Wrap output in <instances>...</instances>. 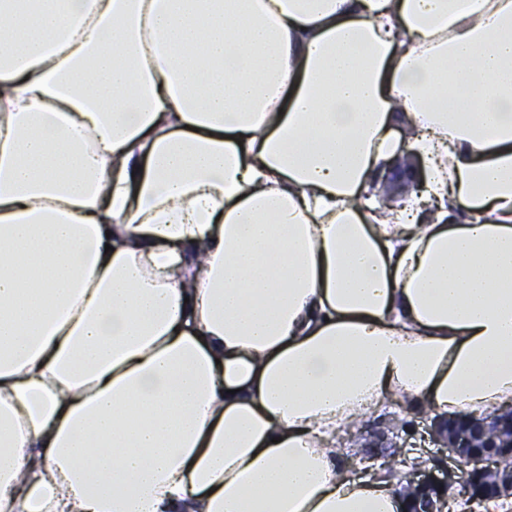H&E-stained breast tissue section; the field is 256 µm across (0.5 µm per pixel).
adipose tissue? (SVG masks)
<instances>
[{"mask_svg": "<svg viewBox=\"0 0 512 512\" xmlns=\"http://www.w3.org/2000/svg\"><path fill=\"white\" fill-rule=\"evenodd\" d=\"M388 404L512 407V0H0V512H405ZM409 163L406 154L398 156L391 163L386 165L372 182L371 190H378L383 184L400 183L404 176L406 164Z\"/></svg>", "mask_w": 512, "mask_h": 512, "instance_id": "adipose-tissue-1", "label": "adipose tissue"}]
</instances>
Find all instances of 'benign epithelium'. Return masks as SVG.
I'll return each mask as SVG.
<instances>
[{
    "mask_svg": "<svg viewBox=\"0 0 512 512\" xmlns=\"http://www.w3.org/2000/svg\"><path fill=\"white\" fill-rule=\"evenodd\" d=\"M448 442V482L417 483L412 473L403 490L412 496L409 512H444L448 492L466 472L476 482L471 498L491 501L512 495V411L498 412L476 420L450 421L444 425Z\"/></svg>",
    "mask_w": 512,
    "mask_h": 512,
    "instance_id": "obj_1",
    "label": "benign epithelium"
}]
</instances>
